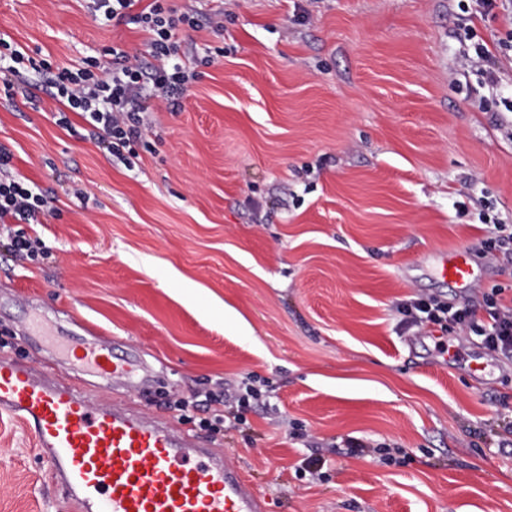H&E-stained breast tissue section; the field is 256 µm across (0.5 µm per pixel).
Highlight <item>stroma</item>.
<instances>
[{"mask_svg": "<svg viewBox=\"0 0 512 512\" xmlns=\"http://www.w3.org/2000/svg\"><path fill=\"white\" fill-rule=\"evenodd\" d=\"M215 19L182 29L194 76L151 102L145 144L111 156L37 79L0 93L13 172L54 199L0 229V355L54 368L96 402L226 452L267 512H512V361L457 326L421 339L397 300L482 310L512 294V51L476 0H167ZM0 38L72 68L147 35L95 22L87 0H0ZM497 53L489 83L464 56ZM221 50L212 65L207 51ZM39 239L11 256L12 235ZM469 247L481 277L448 287L434 255ZM102 340L151 369L134 388L84 371L29 319ZM447 346L450 364L437 362ZM248 382L266 405L200 429L198 394ZM398 449V463L348 444ZM324 462L309 476L311 459ZM0 512H75L34 437L0 417Z\"/></svg>", "mask_w": 512, "mask_h": 512, "instance_id": "obj_1", "label": "stroma"}]
</instances>
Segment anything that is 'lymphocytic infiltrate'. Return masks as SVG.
<instances>
[{"label":"lymphocytic infiltrate","instance_id":"lymphocytic-infiltrate-1","mask_svg":"<svg viewBox=\"0 0 512 512\" xmlns=\"http://www.w3.org/2000/svg\"><path fill=\"white\" fill-rule=\"evenodd\" d=\"M136 0H90L95 18L108 22L133 24L147 33L146 46L154 66L132 61L118 47L109 48L110 64L94 56L86 57L80 67L53 69L44 59L22 53L11 43L0 39V87L12 92V77L30 70L43 78L54 91L64 111L60 123H67L68 113L87 118L91 134L115 157L134 153L142 143L148 124L145 115L153 99L167 100L178 106L187 91L188 75L178 57L179 43L175 32L180 27L199 28L197 10L177 13L166 7L165 0H150L141 11H134ZM53 199L44 194L29 179L16 175L0 179V223L31 224L39 214L51 211ZM407 329L423 330L428 325L441 327L455 324L465 333L482 336L487 349L512 361V299L489 298L485 301L484 317L467 308L451 309L431 304L419 297L401 300L396 305ZM260 390L245 392L222 389L206 395L211 411L204 428L221 425L235 430L242 424V413L260 405Z\"/></svg>","mask_w":512,"mask_h":512}]
</instances>
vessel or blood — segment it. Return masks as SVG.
Instances as JSON below:
<instances>
[{
	"label": "vessel or blood",
	"mask_w": 512,
	"mask_h": 512,
	"mask_svg": "<svg viewBox=\"0 0 512 512\" xmlns=\"http://www.w3.org/2000/svg\"><path fill=\"white\" fill-rule=\"evenodd\" d=\"M457 288L477 278L468 250L439 269ZM69 361L99 377L134 384V363L102 342L67 347ZM0 412L20 419L52 471L84 512H265L263 499L230 460L173 426L123 404L95 405L87 392L40 380L0 358Z\"/></svg>",
	"instance_id": "vessel-or-blood-1"
}]
</instances>
